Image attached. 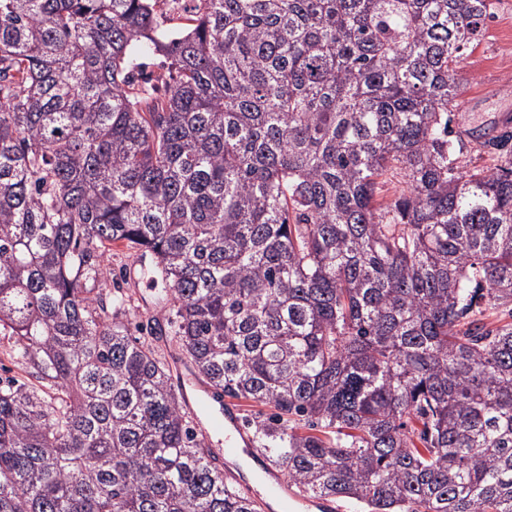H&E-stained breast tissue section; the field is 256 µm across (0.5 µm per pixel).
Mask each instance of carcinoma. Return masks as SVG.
Wrapping results in <instances>:
<instances>
[{
  "mask_svg": "<svg viewBox=\"0 0 512 512\" xmlns=\"http://www.w3.org/2000/svg\"><path fill=\"white\" fill-rule=\"evenodd\" d=\"M0 0V512H258L107 252L295 491L512 512V135L470 168L457 68L489 0ZM165 58V92L139 81ZM404 177L379 200L380 179ZM108 256L111 279L106 289L113 293L119 288L134 301V308L124 317L131 333L139 337L136 327L142 323L146 324L151 319L165 322L164 318L169 314L165 288L169 286L161 278H151L148 272L152 265L151 256L147 254L140 258V253L130 250L121 243L113 244ZM7 336L2 338L0 336V377L3 378L7 376L17 377L19 379H26L28 374L26 373V369L24 365H22L21 361L15 359L10 354V344Z\"/></svg>",
  "mask_w": 512,
  "mask_h": 512,
  "instance_id": "obj_1",
  "label": "carcinoma"
}]
</instances>
